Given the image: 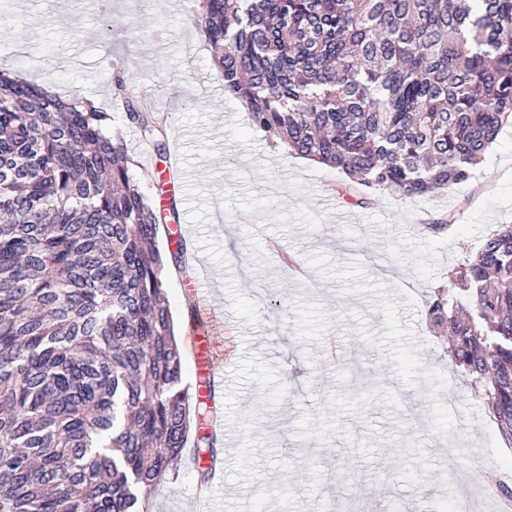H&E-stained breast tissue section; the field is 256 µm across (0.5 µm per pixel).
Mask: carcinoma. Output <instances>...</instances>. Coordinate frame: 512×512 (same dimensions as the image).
Returning a JSON list of instances; mask_svg holds the SVG:
<instances>
[{"instance_id":"1","label":"carcinoma","mask_w":512,"mask_h":512,"mask_svg":"<svg viewBox=\"0 0 512 512\" xmlns=\"http://www.w3.org/2000/svg\"><path fill=\"white\" fill-rule=\"evenodd\" d=\"M224 91L285 150L372 190L467 181L512 123V0H197ZM125 122L164 157L146 100ZM123 131L86 98L0 72V512H149L205 402L185 355L160 224ZM429 323L512 443V224L448 275Z\"/></svg>"}]
</instances>
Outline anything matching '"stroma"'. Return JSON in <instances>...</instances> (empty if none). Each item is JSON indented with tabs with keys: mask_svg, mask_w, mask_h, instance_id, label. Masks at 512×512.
Listing matches in <instances>:
<instances>
[{
	"mask_svg": "<svg viewBox=\"0 0 512 512\" xmlns=\"http://www.w3.org/2000/svg\"><path fill=\"white\" fill-rule=\"evenodd\" d=\"M195 0H0V70L26 72L121 119L111 64L164 116L190 179L181 217L201 294L168 276L224 375L223 473L200 461L160 484L151 512H456L459 474L512 464V444L426 318L449 269L512 224V126L464 183L354 205L336 169L288 153L225 93ZM446 222L432 232L430 224ZM291 255L298 272L285 271Z\"/></svg>",
	"mask_w": 512,
	"mask_h": 512,
	"instance_id": "obj_1",
	"label": "stroma"
}]
</instances>
